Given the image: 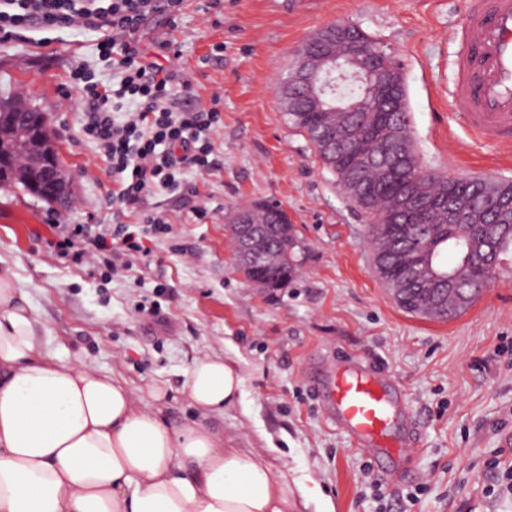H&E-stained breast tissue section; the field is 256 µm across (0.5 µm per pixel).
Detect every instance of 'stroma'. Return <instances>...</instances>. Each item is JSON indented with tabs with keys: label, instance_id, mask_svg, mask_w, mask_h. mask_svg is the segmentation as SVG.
Masks as SVG:
<instances>
[{
	"label": "stroma",
	"instance_id": "1",
	"mask_svg": "<svg viewBox=\"0 0 512 512\" xmlns=\"http://www.w3.org/2000/svg\"><path fill=\"white\" fill-rule=\"evenodd\" d=\"M464 0H186L177 19L155 14L140 47L148 58L171 42L180 107L221 98L213 139L218 169L188 170L180 188L147 197L144 212L170 230L132 270L105 278L51 254L39 240L58 224L133 222L114 215L112 178L83 133L86 104L69 75L96 67L95 32L31 31L0 44V96L53 113L74 200L47 204L0 187V267L27 293L52 350L86 357L136 396L166 384L163 417L195 419L184 374L206 355L225 357L243 379L241 402L217 423L234 447L264 451L274 469L315 481L333 512H512V496L490 490L512 467V252L480 298L455 318L404 312L373 271L370 219L356 210L274 94L296 49L320 27L360 26L394 52L408 93L416 149L429 170L512 180V149L478 143L453 113L456 32ZM194 202H186L189 190ZM275 202L305 248L288 287L253 286L234 264L230 224L237 207ZM374 360L399 382L420 424L417 479L372 485L369 457L314 399L311 364ZM499 468H488L491 458ZM426 489L408 501L416 484Z\"/></svg>",
	"mask_w": 512,
	"mask_h": 512
}]
</instances>
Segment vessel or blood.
Masks as SVG:
<instances>
[{"label":"vessel or blood","instance_id":"vessel-or-blood-1","mask_svg":"<svg viewBox=\"0 0 512 512\" xmlns=\"http://www.w3.org/2000/svg\"><path fill=\"white\" fill-rule=\"evenodd\" d=\"M455 56L452 105L484 144L512 147V0H465ZM325 412L368 448L388 477L396 461L416 452L415 416L399 389L375 363L354 359L312 386Z\"/></svg>","mask_w":512,"mask_h":512}]
</instances>
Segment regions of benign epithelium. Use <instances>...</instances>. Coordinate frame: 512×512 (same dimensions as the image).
<instances>
[{"label":"benign epithelium","instance_id":"1","mask_svg":"<svg viewBox=\"0 0 512 512\" xmlns=\"http://www.w3.org/2000/svg\"><path fill=\"white\" fill-rule=\"evenodd\" d=\"M367 40L361 30L344 23L318 29L299 49L298 65L294 72L276 87V94L290 112H310L316 115L323 128V155L332 160L349 147L350 115L368 112L379 103L403 105L404 76L400 67H387L372 59L366 51ZM352 80L360 84L362 94L341 97L334 101L330 95L334 79ZM0 112L8 115L0 124V184L23 181L29 191L59 206L70 203L73 197L74 176L56 161L59 147L52 134V113L31 108L21 99L0 103ZM380 153L390 162L406 159L405 149L395 130L389 129L381 142ZM497 196L498 210L494 214L471 209L465 213L469 224H506L512 220V182H501ZM411 207L427 212L430 224H443L458 216V208L447 199L419 200ZM279 211L276 204H262L250 211V219L240 226L241 246L252 250L265 244L258 225L265 220L255 216ZM488 250L485 234L466 243L461 264L439 272L434 254L421 251L412 262L419 276L418 283L435 308L448 297L463 292L473 255Z\"/></svg>","mask_w":512,"mask_h":512}]
</instances>
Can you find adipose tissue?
<instances>
[{"label": "adipose tissue", "mask_w": 512, "mask_h": 512, "mask_svg": "<svg viewBox=\"0 0 512 512\" xmlns=\"http://www.w3.org/2000/svg\"><path fill=\"white\" fill-rule=\"evenodd\" d=\"M13 276L0 272V512H296L316 486L225 441L213 416L243 379L225 358L197 359L184 391L200 419L162 416L80 357L51 351Z\"/></svg>", "instance_id": "ef3b65f1"}]
</instances>
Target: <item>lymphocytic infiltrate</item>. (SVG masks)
Here are the masks:
<instances>
[{
  "mask_svg": "<svg viewBox=\"0 0 512 512\" xmlns=\"http://www.w3.org/2000/svg\"><path fill=\"white\" fill-rule=\"evenodd\" d=\"M183 0H0V42L39 28L85 27L98 32L100 61L112 70L111 85L75 66L70 74L88 108L84 133L109 163L113 205L138 213L130 224H53L47 244L75 264L89 263L112 277L149 256L153 239L167 233L164 220L141 214L152 189L179 187L187 170L216 168L212 141L221 123V101L178 110L174 66L147 60L139 47L142 27L158 10L178 16Z\"/></svg>",
  "mask_w": 512,
  "mask_h": 512,
  "instance_id": "f902f5d3",
  "label": "lymphocytic infiltrate"
}]
</instances>
